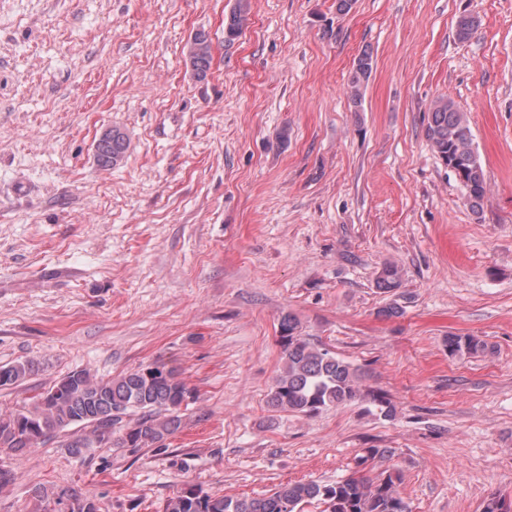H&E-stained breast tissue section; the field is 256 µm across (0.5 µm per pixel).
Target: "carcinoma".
<instances>
[{
    "mask_svg": "<svg viewBox=\"0 0 512 512\" xmlns=\"http://www.w3.org/2000/svg\"><path fill=\"white\" fill-rule=\"evenodd\" d=\"M249 0H236L224 17V45L229 47L240 37L249 22ZM477 17H459L457 38L464 41L478 26ZM213 44L208 34L191 36L187 56L194 75L203 79L213 62ZM375 60L365 49L354 59L348 85L350 99L361 106V89L368 83ZM425 137L448 169L463 174L460 185L472 211L480 210L486 177L466 114L449 97L437 99L429 112ZM129 138L114 126L103 132L95 145V160L103 168L120 166L127 157ZM401 285L400 271L386 264L376 279V288L392 293ZM282 370L268 395V407L274 412L314 415L322 410L352 402L361 397L358 369L326 348L308 342L299 333L292 314L279 322ZM451 355H474L487 349L485 342L473 336L450 335ZM33 370L29 362L0 366V387L25 379ZM190 391L179 373L164 365L139 368L117 378L104 380L87 370L68 373L46 391L38 394L31 407L0 415V454H23L51 439H62V446L73 455H81L95 440L118 448H165V439L180 422L179 413ZM74 425L92 428V434L75 435ZM391 453L388 448H369L359 457L358 469L331 484L297 482L280 485L259 498L214 496L194 486L174 492L164 512H304L308 505L322 506L321 512H411L399 492L401 474L385 471L374 477L360 467L377 457ZM42 512H99L92 495L74 488H60L51 498H43Z\"/></svg>",
    "mask_w": 512,
    "mask_h": 512,
    "instance_id": "carcinoma-1",
    "label": "carcinoma"
}]
</instances>
